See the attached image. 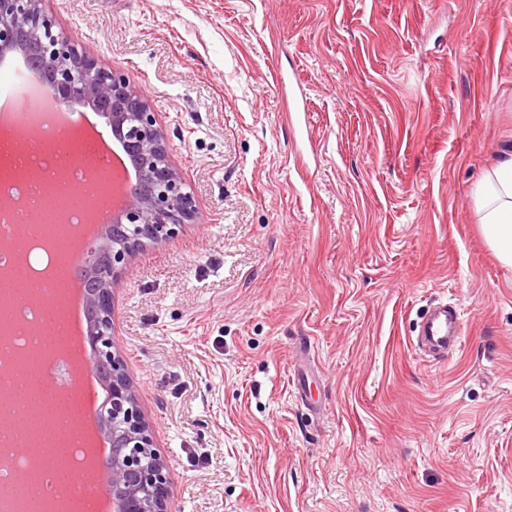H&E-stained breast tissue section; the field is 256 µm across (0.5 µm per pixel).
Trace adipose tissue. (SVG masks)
<instances>
[{
    "instance_id": "1",
    "label": "adipose tissue",
    "mask_w": 512,
    "mask_h": 512,
    "mask_svg": "<svg viewBox=\"0 0 512 512\" xmlns=\"http://www.w3.org/2000/svg\"><path fill=\"white\" fill-rule=\"evenodd\" d=\"M475 197L486 240L501 262L512 265V154L479 181Z\"/></svg>"
}]
</instances>
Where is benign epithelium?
Instances as JSON below:
<instances>
[{"mask_svg":"<svg viewBox=\"0 0 512 512\" xmlns=\"http://www.w3.org/2000/svg\"><path fill=\"white\" fill-rule=\"evenodd\" d=\"M19 54L66 109L88 108L107 118L129 159L139 189L92 241L85 265L88 346L107 390L98 409L100 434L112 443L105 474L112 512H169L170 478L155 450L128 366L114 341L113 287L143 248L193 222L196 202L170 163L165 136L148 100L130 78L102 66L88 48L56 31L44 0H0V58Z\"/></svg>","mask_w":512,"mask_h":512,"instance_id":"1","label":"benign epithelium"}]
</instances>
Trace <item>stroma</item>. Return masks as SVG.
<instances>
[{
	"instance_id": "1",
	"label": "stroma",
	"mask_w": 512,
	"mask_h": 512,
	"mask_svg": "<svg viewBox=\"0 0 512 512\" xmlns=\"http://www.w3.org/2000/svg\"><path fill=\"white\" fill-rule=\"evenodd\" d=\"M149 99L193 224L114 289L171 512H512V0H46ZM447 301L463 346L411 341ZM475 197L486 240L501 262L512 265V154L502 156L479 181Z\"/></svg>"
}]
</instances>
